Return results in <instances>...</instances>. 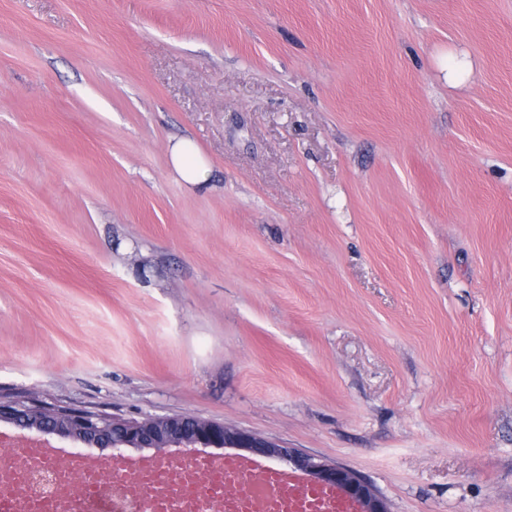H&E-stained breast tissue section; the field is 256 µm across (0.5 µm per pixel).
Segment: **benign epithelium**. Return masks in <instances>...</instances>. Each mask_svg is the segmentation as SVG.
I'll list each match as a JSON object with an SVG mask.
<instances>
[{"mask_svg": "<svg viewBox=\"0 0 512 512\" xmlns=\"http://www.w3.org/2000/svg\"><path fill=\"white\" fill-rule=\"evenodd\" d=\"M69 438L98 448H236L252 455L285 460L314 483L330 486L354 502L360 512H389L385 501L355 472L285 448L247 431L186 415L147 417L141 421L107 418L27 399L0 400V424Z\"/></svg>", "mask_w": 512, "mask_h": 512, "instance_id": "benign-epithelium-1", "label": "benign epithelium"}]
</instances>
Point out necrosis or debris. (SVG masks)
Returning <instances> with one entry per match:
<instances>
[{
	"label": "necrosis or debris",
	"instance_id": "4bbe7bcc",
	"mask_svg": "<svg viewBox=\"0 0 512 512\" xmlns=\"http://www.w3.org/2000/svg\"><path fill=\"white\" fill-rule=\"evenodd\" d=\"M189 470L118 478L77 458L69 467L0 461V512H196Z\"/></svg>",
	"mask_w": 512,
	"mask_h": 512
}]
</instances>
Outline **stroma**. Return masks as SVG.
I'll return each mask as SVG.
<instances>
[{
	"instance_id": "obj_1",
	"label": "stroma",
	"mask_w": 512,
	"mask_h": 512,
	"mask_svg": "<svg viewBox=\"0 0 512 512\" xmlns=\"http://www.w3.org/2000/svg\"><path fill=\"white\" fill-rule=\"evenodd\" d=\"M0 397L512 512V0H0ZM169 159L174 172L184 183L200 191L210 189L209 163L191 138L175 142L170 148Z\"/></svg>"
}]
</instances>
